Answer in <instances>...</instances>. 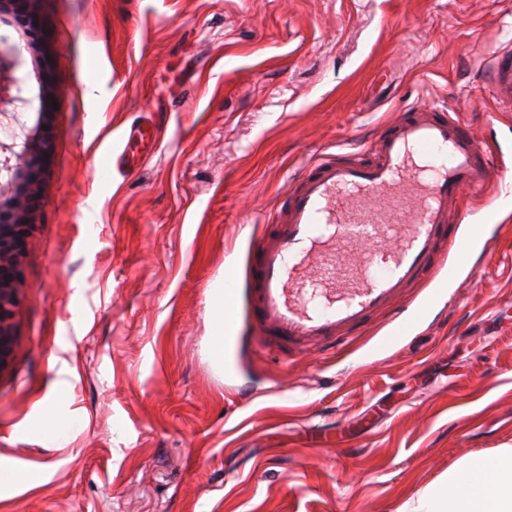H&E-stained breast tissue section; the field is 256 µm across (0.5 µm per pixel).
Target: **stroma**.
Listing matches in <instances>:
<instances>
[{
	"label": "stroma",
	"instance_id": "stroma-1",
	"mask_svg": "<svg viewBox=\"0 0 512 512\" xmlns=\"http://www.w3.org/2000/svg\"><path fill=\"white\" fill-rule=\"evenodd\" d=\"M57 102L0 371V512H401L460 461L512 445V187L445 296L376 347L250 342L264 216L320 159L373 147L418 103L512 169L486 76L512 0H36ZM103 82L96 103L91 83ZM156 126L139 167L131 129ZM236 277V340L210 351L208 288ZM65 378L58 435L32 431ZM44 482L26 487L27 472ZM156 136L157 129L150 123H143L137 128V130H134V133L129 135L125 151L120 157L122 167L133 169L137 164L136 152H139V150L136 148L132 149L131 147V142L135 140V138L140 142H144L146 140L154 142Z\"/></svg>",
	"mask_w": 512,
	"mask_h": 512
}]
</instances>
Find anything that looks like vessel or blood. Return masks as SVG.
Here are the masks:
<instances>
[{
	"instance_id": "b4317fda",
	"label": "vessel or blood",
	"mask_w": 512,
	"mask_h": 512,
	"mask_svg": "<svg viewBox=\"0 0 512 512\" xmlns=\"http://www.w3.org/2000/svg\"><path fill=\"white\" fill-rule=\"evenodd\" d=\"M489 79L512 103V56L495 54ZM507 174L466 121L435 105L398 115L374 152L311 165L254 244L253 343L340 349L384 312L398 318L393 336L405 335L408 289L480 241L477 229L460 234L451 205Z\"/></svg>"
}]
</instances>
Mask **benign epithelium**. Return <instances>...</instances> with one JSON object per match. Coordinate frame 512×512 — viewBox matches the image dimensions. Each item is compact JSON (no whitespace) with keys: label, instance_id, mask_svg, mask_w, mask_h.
Returning a JSON list of instances; mask_svg holds the SVG:
<instances>
[{"label":"benign epithelium","instance_id":"7a95c632","mask_svg":"<svg viewBox=\"0 0 512 512\" xmlns=\"http://www.w3.org/2000/svg\"><path fill=\"white\" fill-rule=\"evenodd\" d=\"M33 0H0V17L14 16L11 26L25 41L28 51L40 49L44 38L42 25H34L39 16ZM30 74L25 70L21 49L7 46L0 59V370L9 361L13 343L12 318L18 305L13 271L19 263L18 238H26L30 218L39 192V181L52 151L49 131L52 112L46 85L37 98L29 95ZM37 107V122L28 126L26 111Z\"/></svg>","mask_w":512,"mask_h":512}]
</instances>
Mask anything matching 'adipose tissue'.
<instances>
[{"instance_id": "ef3b65f1", "label": "adipose tissue", "mask_w": 512, "mask_h": 512, "mask_svg": "<svg viewBox=\"0 0 512 512\" xmlns=\"http://www.w3.org/2000/svg\"><path fill=\"white\" fill-rule=\"evenodd\" d=\"M404 512H512V448L463 460L408 501Z\"/></svg>"}]
</instances>
